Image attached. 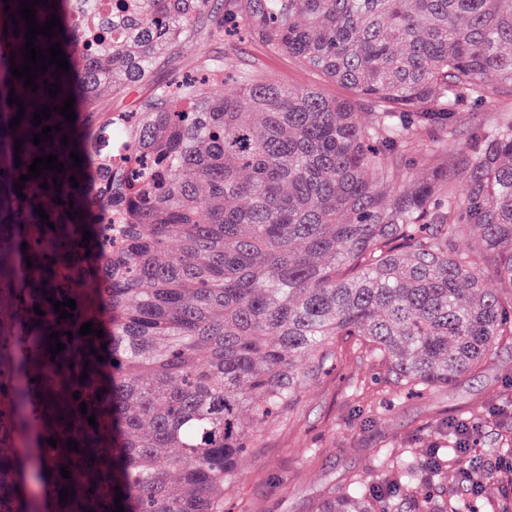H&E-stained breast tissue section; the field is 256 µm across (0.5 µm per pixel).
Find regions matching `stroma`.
Returning <instances> with one entry per match:
<instances>
[{"instance_id":"35a3bbf8","label":"stroma","mask_w":512,"mask_h":512,"mask_svg":"<svg viewBox=\"0 0 512 512\" xmlns=\"http://www.w3.org/2000/svg\"><path fill=\"white\" fill-rule=\"evenodd\" d=\"M230 50L238 67H256L262 77L296 88L318 82L298 61L248 39L232 45L220 39L186 44L177 64L157 70L153 79L173 82L190 73L200 57ZM463 111L467 120L455 133L460 145L473 128L493 126L501 113H512V93H495L488 101L466 104ZM463 417L473 424L472 448L481 470L503 473V443L512 436V337L503 339L476 372L448 386L401 396L380 362L364 349L337 342L287 418L239 461L236 479L224 486V512H317L318 504L352 477L375 471L384 452L398 456L409 450L421 459L429 449L445 447L449 423ZM446 488L458 504H474L478 512L502 507L500 485L475 491L454 467L444 484H418L422 495L437 502Z\"/></svg>"}]
</instances>
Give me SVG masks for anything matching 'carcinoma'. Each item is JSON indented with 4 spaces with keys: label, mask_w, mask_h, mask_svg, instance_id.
<instances>
[{
    "label": "carcinoma",
    "mask_w": 512,
    "mask_h": 512,
    "mask_svg": "<svg viewBox=\"0 0 512 512\" xmlns=\"http://www.w3.org/2000/svg\"><path fill=\"white\" fill-rule=\"evenodd\" d=\"M79 2L34 6L37 24L54 13L62 25L34 45L60 43L69 70L49 65L33 92L12 75L21 0H0V512H113L118 492L123 512H224L238 459L336 337L412 390L475 372L512 336V117L399 187L407 161L424 162L418 136L448 151L459 105L512 86L507 0H221L218 17L210 0H131L93 20L120 30L110 45L71 27ZM217 35L293 57L353 97L239 70L223 95L207 78L150 83L182 45ZM230 61L198 67L215 80ZM143 84L131 112L31 123L69 97ZM12 88L25 108L14 131ZM46 125L61 131L33 144ZM52 153L64 172L41 171L18 196ZM468 227L479 235L458 242ZM482 257L504 291L486 287ZM67 297L74 317L61 320L53 301ZM86 322L104 336L80 335ZM379 472L406 488L415 478L408 461L383 458ZM368 484L354 478L317 512H400Z\"/></svg>",
    "instance_id": "1"
}]
</instances>
